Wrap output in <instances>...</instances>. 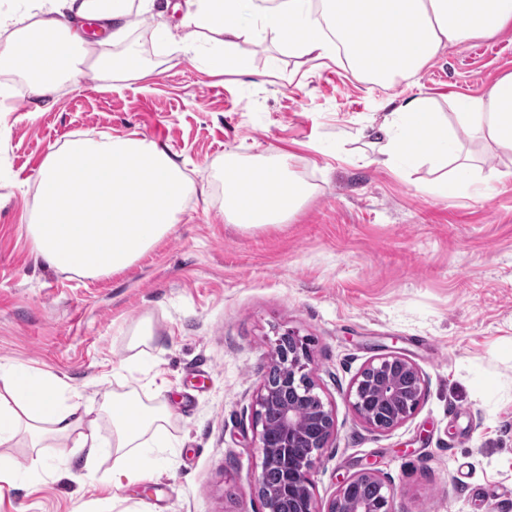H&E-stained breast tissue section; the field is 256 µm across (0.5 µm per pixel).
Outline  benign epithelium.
Returning a JSON list of instances; mask_svg holds the SVG:
<instances>
[{
	"label": "benign epithelium",
	"instance_id": "1",
	"mask_svg": "<svg viewBox=\"0 0 512 512\" xmlns=\"http://www.w3.org/2000/svg\"><path fill=\"white\" fill-rule=\"evenodd\" d=\"M309 361L307 345L296 333L289 331L277 339L268 370L276 380L263 381L255 400L262 469L278 458L280 449L304 438L309 453L289 464L288 499L297 503V508L289 512H392V488L370 469L344 480L326 508L317 505L310 473L328 448L336 420L333 410L314 392L315 384L307 373ZM424 392L419 368L407 358L391 353L369 363L354 379L347 397L361 421L375 431H386L414 414ZM272 408L276 409L273 422L268 416ZM364 484L376 489L374 500L368 502L359 497L358 487ZM255 490L266 512H282L281 493L265 484L263 472L256 478Z\"/></svg>",
	"mask_w": 512,
	"mask_h": 512
}]
</instances>
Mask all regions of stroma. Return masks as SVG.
<instances>
[{
	"label": "stroma",
	"instance_id": "1",
	"mask_svg": "<svg viewBox=\"0 0 512 512\" xmlns=\"http://www.w3.org/2000/svg\"><path fill=\"white\" fill-rule=\"evenodd\" d=\"M131 49L148 77L86 82L35 111L24 78L0 70V386L18 361L80 390L102 436L115 393L171 411L155 476L112 494L52 442L32 469L26 436L0 446L14 482L0 512H262L254 401L286 331L336 416L311 471L327 502L370 467L393 512H512V154L472 143L485 196L425 191L429 166L362 158L358 131L418 93L447 106L512 70V30L439 53L414 82L382 89L349 69L241 43L257 73L207 75L155 31ZM276 76H267L269 67ZM133 133L167 147L196 185L180 224L133 266L87 278L33 250L35 178L72 134ZM278 153L314 194L289 221L224 220V155ZM399 353L425 394L393 430L367 428L347 391L373 359Z\"/></svg>",
	"mask_w": 512,
	"mask_h": 512
}]
</instances>
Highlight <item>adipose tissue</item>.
I'll use <instances>...</instances> for the list:
<instances>
[{
    "mask_svg": "<svg viewBox=\"0 0 512 512\" xmlns=\"http://www.w3.org/2000/svg\"><path fill=\"white\" fill-rule=\"evenodd\" d=\"M21 10L0 9V60L24 77L35 111L64 87L79 89L87 75L104 86L138 81L149 70L134 52L117 53L131 34L132 16L170 13L164 37L195 54L199 42L220 46L207 74H253L240 42L269 38L278 50L308 61L347 65L388 87L413 79L441 50L512 29V0H24ZM452 113L420 94L381 124L360 130L376 163L430 165L437 194L477 185L475 166L461 140L492 142L512 152V71L479 95L453 98ZM196 186L170 152L147 138L104 132L66 140L37 176V207L30 226L36 256L48 266L85 277L127 269L180 223ZM311 188L281 156L244 163L224 156V220L242 228L281 224L308 200ZM81 392L57 376L25 365L9 368L0 389V446L27 432L33 445L48 437L71 443L86 476L97 471L100 448L112 451V487L145 480L158 466L153 437L169 411L131 394L113 396L111 441L88 420Z\"/></svg>",
    "mask_w": 512,
    "mask_h": 512,
    "instance_id": "ef3b65f1",
    "label": "adipose tissue"
}]
</instances>
